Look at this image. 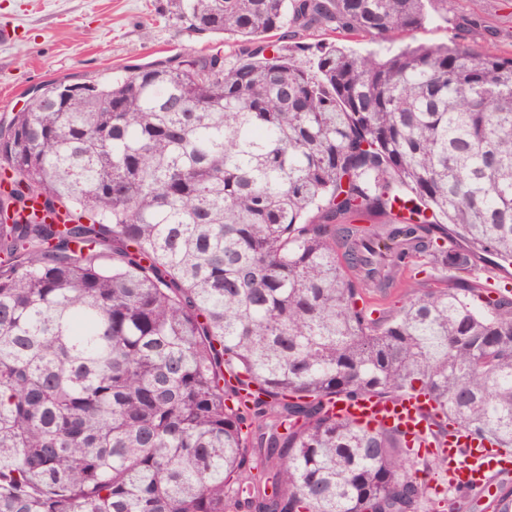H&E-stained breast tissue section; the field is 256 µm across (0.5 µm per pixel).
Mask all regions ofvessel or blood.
<instances>
[{
    "mask_svg": "<svg viewBox=\"0 0 512 512\" xmlns=\"http://www.w3.org/2000/svg\"><path fill=\"white\" fill-rule=\"evenodd\" d=\"M431 408L427 398L407 394L396 399L341 397L336 401L335 411L364 423L398 428L408 446L445 457L448 479L459 493L482 492L496 476L512 472L511 450L471 439L464 430L452 429L440 440H427Z\"/></svg>",
    "mask_w": 512,
    "mask_h": 512,
    "instance_id": "b4317fda",
    "label": "vessel or blood"
}]
</instances>
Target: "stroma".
Returning <instances> with one entry per match:
<instances>
[{"instance_id": "stroma-1", "label": "stroma", "mask_w": 512, "mask_h": 512, "mask_svg": "<svg viewBox=\"0 0 512 512\" xmlns=\"http://www.w3.org/2000/svg\"><path fill=\"white\" fill-rule=\"evenodd\" d=\"M0 117L25 107L27 92L51 79H84L217 45L176 22L170 0H0ZM461 37L476 50L512 54V0H448L447 20L410 36L440 45Z\"/></svg>"}]
</instances>
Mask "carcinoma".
<instances>
[{"label":"carcinoma","mask_w":512,"mask_h":512,"mask_svg":"<svg viewBox=\"0 0 512 512\" xmlns=\"http://www.w3.org/2000/svg\"><path fill=\"white\" fill-rule=\"evenodd\" d=\"M171 5L236 62L0 119V512H469L333 407L423 393L432 437L512 448V290L473 276L512 265V56L343 45L447 0ZM412 255L448 287L369 301ZM474 274L484 288L492 287L490 284L492 280L495 282V287L503 279H511L512 283V266L507 267V271H503L484 260L476 259Z\"/></svg>","instance_id":"obj_1"}]
</instances>
